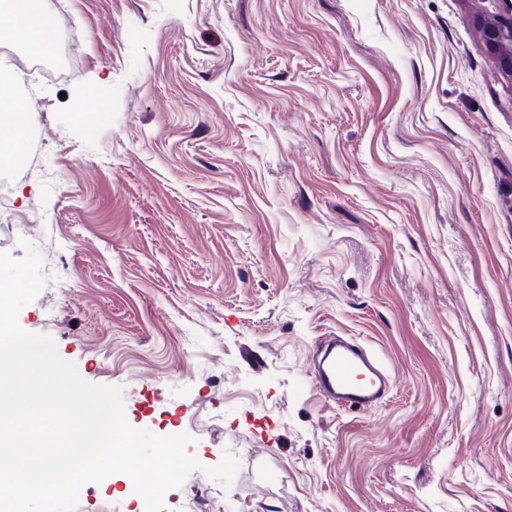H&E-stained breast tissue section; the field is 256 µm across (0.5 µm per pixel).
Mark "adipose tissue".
Masks as SVG:
<instances>
[{"mask_svg":"<svg viewBox=\"0 0 512 512\" xmlns=\"http://www.w3.org/2000/svg\"><path fill=\"white\" fill-rule=\"evenodd\" d=\"M6 13L11 19L7 29L14 41L52 54L58 32L46 0H8ZM27 113L23 101L10 92L0 91V165L20 162L27 139Z\"/></svg>","mask_w":512,"mask_h":512,"instance_id":"1","label":"adipose tissue"}]
</instances>
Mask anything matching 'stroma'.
<instances>
[{"mask_svg": "<svg viewBox=\"0 0 512 512\" xmlns=\"http://www.w3.org/2000/svg\"><path fill=\"white\" fill-rule=\"evenodd\" d=\"M499 0H48L0 39L29 111L0 251L49 281L18 321L203 467L168 512H512V80ZM362 340L383 401L313 388ZM128 478L78 512H145ZM5 13L11 18L6 31L12 40L37 49L42 55L53 53L58 32L46 0H8ZM500 1V12L478 15L477 27L485 50L494 57L501 72L512 80V1Z\"/></svg>", "mask_w": 512, "mask_h": 512, "instance_id": "obj_1", "label": "stroma"}]
</instances>
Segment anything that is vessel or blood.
I'll list each match as a JSON object with an SVG mask.
<instances>
[{"mask_svg": "<svg viewBox=\"0 0 512 512\" xmlns=\"http://www.w3.org/2000/svg\"><path fill=\"white\" fill-rule=\"evenodd\" d=\"M313 377L316 391L341 408L364 409L383 397L387 378L373 354L354 339L326 342Z\"/></svg>", "mask_w": 512, "mask_h": 512, "instance_id": "1", "label": "vessel or blood"}]
</instances>
